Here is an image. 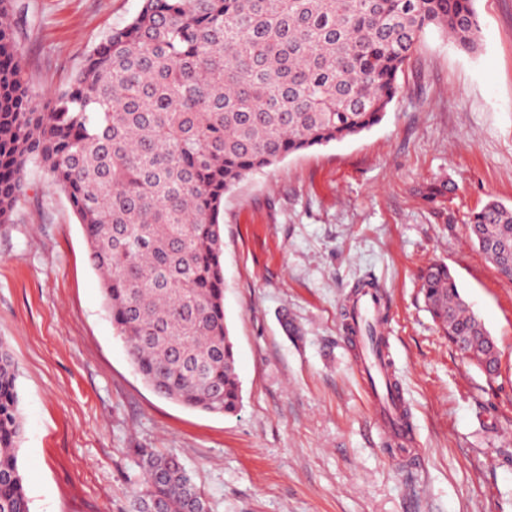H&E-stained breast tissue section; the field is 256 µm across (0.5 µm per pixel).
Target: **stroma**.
<instances>
[{"mask_svg":"<svg viewBox=\"0 0 512 512\" xmlns=\"http://www.w3.org/2000/svg\"><path fill=\"white\" fill-rule=\"evenodd\" d=\"M141 0H15L39 97L67 88ZM477 51L427 29L382 121L292 155L224 197V311L242 402L233 415L156 395L112 326L64 193L28 165L0 224V339L18 367L19 466L31 512H125L136 449L177 454L210 512H512V280L468 239L487 201L512 207V0H476ZM434 179L450 200L421 195ZM448 265L494 339L495 376L458 354L420 273ZM371 282L413 429L381 438L346 323ZM299 333H284L282 316Z\"/></svg>","mask_w":512,"mask_h":512,"instance_id":"stroma-1","label":"stroma"}]
</instances>
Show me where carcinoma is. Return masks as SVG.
<instances>
[{"label":"carcinoma","mask_w":512,"mask_h":512,"mask_svg":"<svg viewBox=\"0 0 512 512\" xmlns=\"http://www.w3.org/2000/svg\"><path fill=\"white\" fill-rule=\"evenodd\" d=\"M475 0H142L41 101L25 79L13 6L0 0V224L34 163L66 195L102 278L112 325L158 396L234 415L241 403L224 315V195L292 154L379 124L430 26L465 51L481 41ZM448 180L424 198L452 194ZM470 239L512 279V208L468 216ZM446 336L493 376V339L448 266L422 270ZM17 368L0 342V512H31L18 464ZM144 485L127 512H209L178 456L138 450Z\"/></svg>","instance_id":"carcinoma-1"}]
</instances>
